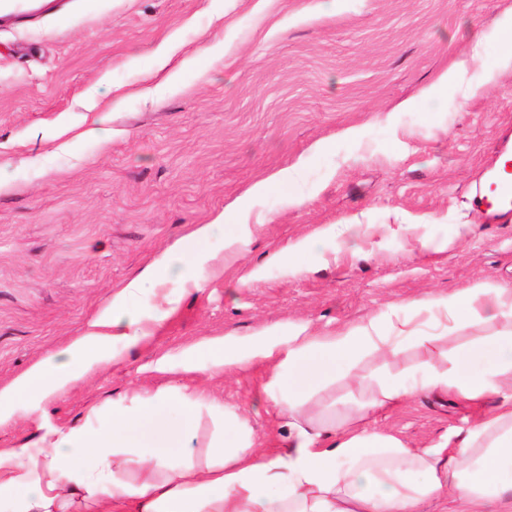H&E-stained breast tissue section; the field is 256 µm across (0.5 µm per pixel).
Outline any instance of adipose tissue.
<instances>
[{"mask_svg": "<svg viewBox=\"0 0 512 512\" xmlns=\"http://www.w3.org/2000/svg\"><path fill=\"white\" fill-rule=\"evenodd\" d=\"M187 277L180 251L145 268L113 296L95 331L1 388L0 412L52 398L114 362L113 342L146 344L171 311L155 310L144 327L142 287ZM399 309L409 320L373 316L325 334L287 323L207 345L211 372L270 366L263 390L287 421L288 448H258L245 421L227 409L207 461L194 464L188 440L204 401L159 393L113 402L108 427L53 431L36 450L0 448V499L13 512H448L453 496L470 512H512V287L477 281ZM476 323L494 330L477 344L447 347L450 336ZM407 342L420 352L411 370L417 388L489 403L463 439L450 434L412 448L363 428L409 390L400 373L367 383L361 360L377 354L394 363ZM339 380L365 397L352 406L320 404L318 394Z\"/></svg>", "mask_w": 512, "mask_h": 512, "instance_id": "obj_1", "label": "adipose tissue"}]
</instances>
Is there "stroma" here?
<instances>
[{
	"instance_id": "1",
	"label": "stroma",
	"mask_w": 512,
	"mask_h": 512,
	"mask_svg": "<svg viewBox=\"0 0 512 512\" xmlns=\"http://www.w3.org/2000/svg\"><path fill=\"white\" fill-rule=\"evenodd\" d=\"M511 17L512 0H46L30 17L1 18L0 387L82 336L195 226L236 205L258 229L242 240L228 219L193 251L187 284L146 285L141 312L175 309L151 343L116 345L121 364L15 410L0 422V448L107 426L115 401L181 391L209 404L195 462L217 406L282 449L267 368L211 378L203 352L185 371L186 348L287 321L323 332L478 280L512 286V216L490 224L474 204L512 138V68L495 67L494 28ZM161 49L170 61L158 73ZM201 53L209 69L186 67ZM458 59L468 68L446 105L420 102ZM89 99L107 110L108 143L66 132L84 123ZM294 165L298 176L285 178ZM277 172L269 192L249 194ZM339 224L364 230L329 237L301 272L273 262ZM477 414L414 390L367 426L425 448L465 435Z\"/></svg>"
}]
</instances>
